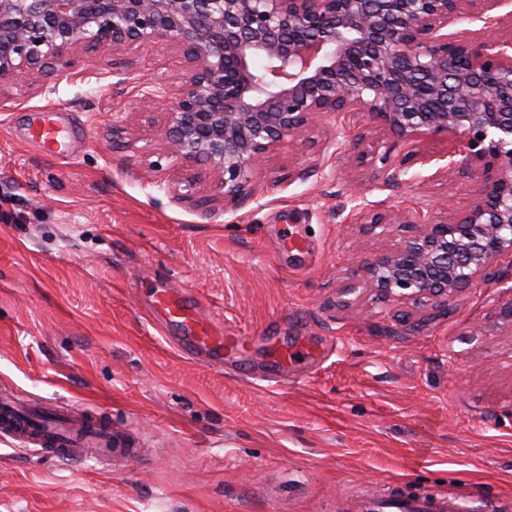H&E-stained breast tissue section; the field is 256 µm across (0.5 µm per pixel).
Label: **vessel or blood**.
Wrapping results in <instances>:
<instances>
[{
  "label": "vessel or blood",
  "instance_id": "1",
  "mask_svg": "<svg viewBox=\"0 0 512 512\" xmlns=\"http://www.w3.org/2000/svg\"><path fill=\"white\" fill-rule=\"evenodd\" d=\"M31 141L43 151L59 154L61 128L53 118H46L30 133ZM168 340L193 359H204L214 365H223L224 356L242 350L246 337L228 333H214L207 321L198 314L194 297L169 288L157 289L151 304ZM0 434L19 441L23 446L56 458L80 461L87 455H96L108 461L112 456L128 457L132 451L126 446H113L110 425L91 421L82 424L58 418L42 425H34L12 404L0 406ZM477 495L462 491L451 499L427 497L413 504V512H474Z\"/></svg>",
  "mask_w": 512,
  "mask_h": 512
}]
</instances>
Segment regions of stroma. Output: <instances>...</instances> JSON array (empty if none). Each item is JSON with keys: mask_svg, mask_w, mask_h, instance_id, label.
I'll return each instance as SVG.
<instances>
[{"mask_svg": "<svg viewBox=\"0 0 512 512\" xmlns=\"http://www.w3.org/2000/svg\"><path fill=\"white\" fill-rule=\"evenodd\" d=\"M175 52L81 51L53 91L0 108V397L107 420L135 456L70 462L0 436V512H360L367 495L478 491L512 512V283L478 279L447 307L345 294L362 264L418 232L370 211L465 206L476 174L432 179L455 139H401L323 114L263 158L258 199L226 205L171 165L138 80L180 81ZM66 158L29 132L46 108ZM363 133L323 154L337 132ZM403 166L383 183V162ZM192 295L249 337L216 368L181 354L148 307ZM309 345L268 378L257 337Z\"/></svg>", "mask_w": 512, "mask_h": 512, "instance_id": "obj_1", "label": "stroma"}]
</instances>
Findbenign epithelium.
Instances as JSON below:
<instances>
[{"label":"benign epithelium","instance_id":"1","mask_svg":"<svg viewBox=\"0 0 512 512\" xmlns=\"http://www.w3.org/2000/svg\"><path fill=\"white\" fill-rule=\"evenodd\" d=\"M469 2L477 18L512 0H0V87L73 64L86 46L177 54L181 86L165 108L175 166L203 164L224 201L255 199L262 158L328 112H360L410 139H460L482 170L476 197L441 216L374 213L369 224H421L345 287L448 304L512 255V32L481 41L444 33ZM141 99L167 96L140 83Z\"/></svg>","mask_w":512,"mask_h":512}]
</instances>
